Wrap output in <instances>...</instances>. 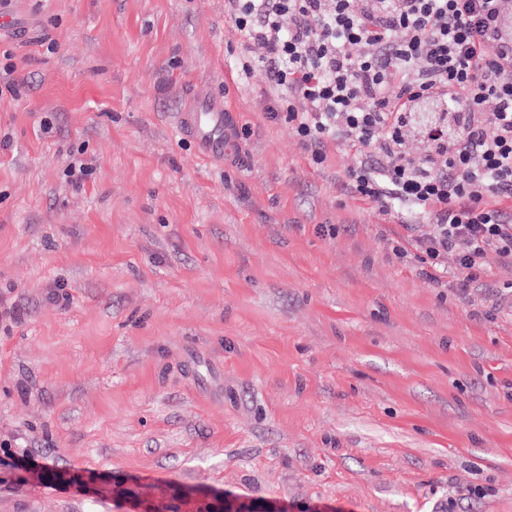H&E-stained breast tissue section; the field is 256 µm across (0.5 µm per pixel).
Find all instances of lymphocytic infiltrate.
Returning <instances> with one entry per match:
<instances>
[{
  "label": "lymphocytic infiltrate",
  "instance_id": "obj_1",
  "mask_svg": "<svg viewBox=\"0 0 512 512\" xmlns=\"http://www.w3.org/2000/svg\"><path fill=\"white\" fill-rule=\"evenodd\" d=\"M503 0H225L245 53L264 68L270 118L288 124L315 161L334 140L359 162L349 184L406 229L427 224L399 258L418 256L442 285H478L487 253L512 262V33ZM452 102L423 124L424 155L404 130L414 105Z\"/></svg>",
  "mask_w": 512,
  "mask_h": 512
}]
</instances>
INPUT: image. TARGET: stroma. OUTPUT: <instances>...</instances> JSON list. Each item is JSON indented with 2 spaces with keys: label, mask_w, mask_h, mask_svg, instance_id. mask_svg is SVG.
Returning <instances> with one entry per match:
<instances>
[{
  "label": "stroma",
  "mask_w": 512,
  "mask_h": 512,
  "mask_svg": "<svg viewBox=\"0 0 512 512\" xmlns=\"http://www.w3.org/2000/svg\"><path fill=\"white\" fill-rule=\"evenodd\" d=\"M0 14V512H512L511 264L463 293L399 259L357 154L238 78L224 0ZM197 94L223 160L173 132Z\"/></svg>",
  "instance_id": "1"
}]
</instances>
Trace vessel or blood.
<instances>
[{
    "mask_svg": "<svg viewBox=\"0 0 512 512\" xmlns=\"http://www.w3.org/2000/svg\"><path fill=\"white\" fill-rule=\"evenodd\" d=\"M178 131L189 136L208 158H223L230 144L224 103L209 95H195L179 118Z\"/></svg>",
    "mask_w": 512,
    "mask_h": 512,
    "instance_id": "b4317fda",
    "label": "vessel or blood"
}]
</instances>
